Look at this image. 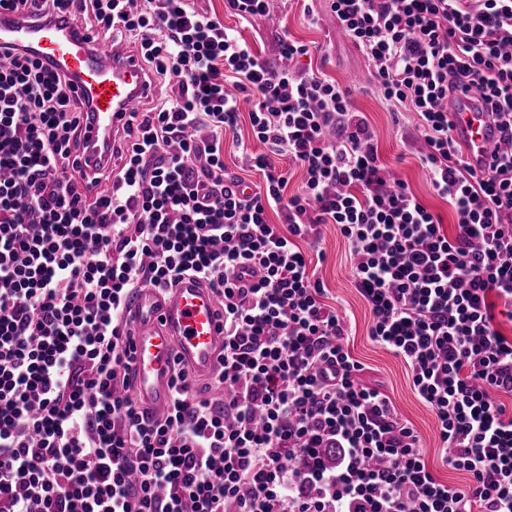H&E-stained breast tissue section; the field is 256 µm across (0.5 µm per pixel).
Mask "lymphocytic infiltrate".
Instances as JSON below:
<instances>
[{
    "mask_svg": "<svg viewBox=\"0 0 512 512\" xmlns=\"http://www.w3.org/2000/svg\"><path fill=\"white\" fill-rule=\"evenodd\" d=\"M14 16L74 9L138 51L154 93L122 127L114 171L83 185L85 105L17 50L0 65V512H512V0H332L388 106L415 115L454 233L380 161L349 90L270 65L193 0H0ZM475 89L501 133L485 166L448 101ZM264 182L228 176L241 103ZM305 172L289 196L269 155ZM280 223H271L269 213ZM336 225L369 335L408 367L436 420L420 437L362 384L348 322L302 241ZM199 277L221 298L224 351L205 387L175 364L173 399L130 394L144 284Z\"/></svg>",
    "mask_w": 512,
    "mask_h": 512,
    "instance_id": "f902f5d3",
    "label": "lymphocytic infiltrate"
}]
</instances>
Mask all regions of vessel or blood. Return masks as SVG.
Listing matches in <instances>:
<instances>
[{
  "instance_id": "b4317fda",
  "label": "vessel or blood",
  "mask_w": 512,
  "mask_h": 512,
  "mask_svg": "<svg viewBox=\"0 0 512 512\" xmlns=\"http://www.w3.org/2000/svg\"><path fill=\"white\" fill-rule=\"evenodd\" d=\"M20 48L59 71L76 76L75 94L90 108L85 129L89 148L86 170L95 173L109 161L107 145L130 113L138 111L148 92L146 73L132 49L116 46L112 37L0 14V55ZM450 112L468 159L478 164L499 141L495 125L472 105L471 96L452 99ZM210 288L187 276L165 291L139 288L128 302L133 329L131 390L151 416L171 404L173 365L182 362L197 376L213 370L224 347V322Z\"/></svg>"
}]
</instances>
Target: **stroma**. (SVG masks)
Returning a JSON list of instances; mask_svg holds the SVG:
<instances>
[{
	"label": "stroma",
	"mask_w": 512,
	"mask_h": 512,
	"mask_svg": "<svg viewBox=\"0 0 512 512\" xmlns=\"http://www.w3.org/2000/svg\"><path fill=\"white\" fill-rule=\"evenodd\" d=\"M196 6L218 17L243 43L272 65H280V42L291 39L309 46L311 66L351 92L355 107L366 116L378 144L381 160L390 166L424 204L440 214L447 230L457 223L455 211L435 195L430 177L420 161L423 139L410 114L392 112L372 87L373 68L360 49L348 39L337 37L336 18L328 0H278L271 16L238 19L224 9V0H196ZM241 141L226 140L224 163L229 175L248 184H259L263 174L251 167L246 153L258 154L264 147L250 136L249 124H242ZM306 252L326 289L328 304L345 311L350 323L348 349L362 363L361 380L382 388L398 412L410 421L423 439L425 456L435 475L454 486L465 485V472L443 467L435 417L415 394L403 361L373 341L369 335L371 315L353 285L348 243L334 225H327L319 243Z\"/></svg>",
	"instance_id": "stroma-1"
}]
</instances>
